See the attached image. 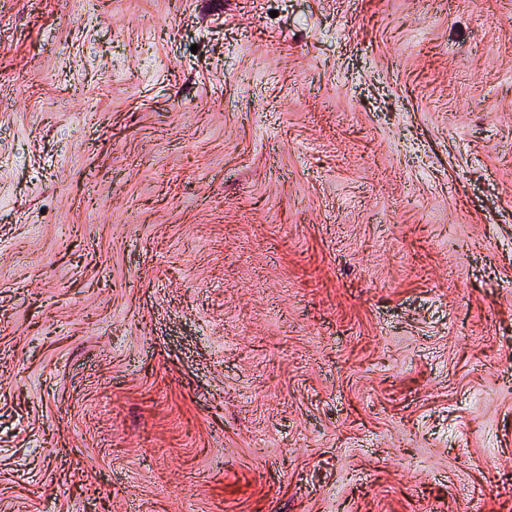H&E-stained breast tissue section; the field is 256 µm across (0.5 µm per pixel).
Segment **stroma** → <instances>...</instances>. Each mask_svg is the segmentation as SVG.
<instances>
[{
	"mask_svg": "<svg viewBox=\"0 0 512 512\" xmlns=\"http://www.w3.org/2000/svg\"><path fill=\"white\" fill-rule=\"evenodd\" d=\"M0 512H512V0H0Z\"/></svg>",
	"mask_w": 512,
	"mask_h": 512,
	"instance_id": "obj_1",
	"label": "stroma"
}]
</instances>
